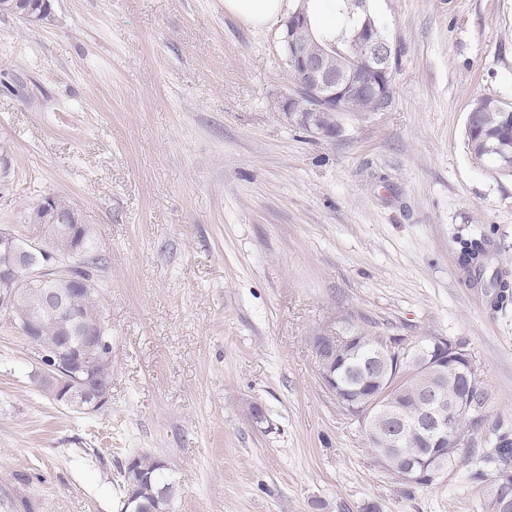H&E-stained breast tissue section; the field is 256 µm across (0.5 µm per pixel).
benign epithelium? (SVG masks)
Listing matches in <instances>:
<instances>
[{
	"mask_svg": "<svg viewBox=\"0 0 512 512\" xmlns=\"http://www.w3.org/2000/svg\"><path fill=\"white\" fill-rule=\"evenodd\" d=\"M353 40L361 50L351 56L339 47L318 43L308 24L306 12L298 9L288 16L283 31L282 43L285 61L295 75L297 91L283 97L278 110L290 114L307 125L316 137H333L336 130L328 129L324 116L335 112L351 115L359 111L358 103L370 99L375 111L388 112L394 102L392 89L393 61L395 51L380 26L373 18L366 17L355 28ZM54 212L52 197H42L32 212V222L41 226L52 222ZM83 257L82 251L71 254L69 260L47 254L42 248V238L35 237L22 244L9 228H0V314L14 323L28 342L35 346L38 338V317L15 315L21 290L33 281L49 283L64 273L72 276V270ZM70 288L48 289L45 310L48 314L69 311ZM87 342L98 348L101 355L112 356V341L106 336V326L88 332L80 329ZM358 337L342 328V333H324L312 337L317 358V372L328 385V391L336 394L332 383L336 382L333 364L326 359V349L353 350ZM398 356L402 365L396 381L413 376L411 366L445 373L444 365L462 368L465 394L454 400L437 386L422 390V413L413 421L402 420L399 414L387 405L386 392L370 386L374 379H366L350 399H338L342 406L354 410L362 427L375 439L384 436V446L389 447L403 437L424 435L441 446L448 441V417H463L475 420L485 413L484 383L480 369L469 351L444 336L429 337L420 341L410 336H390L376 343L369 351L371 371L385 372L390 368V359ZM48 362L41 363V375L46 383L60 392V404L86 413L100 411L108 402L112 389L102 393L93 391L82 377L88 363L69 346L44 353Z\"/></svg>",
	"mask_w": 512,
	"mask_h": 512,
	"instance_id": "benign-epithelium-1",
	"label": "benign epithelium"
}]
</instances>
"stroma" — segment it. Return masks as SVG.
I'll use <instances>...</instances> for the list:
<instances>
[{"instance_id": "1", "label": "stroma", "mask_w": 512, "mask_h": 512, "mask_svg": "<svg viewBox=\"0 0 512 512\" xmlns=\"http://www.w3.org/2000/svg\"><path fill=\"white\" fill-rule=\"evenodd\" d=\"M369 5L396 51L393 108L330 138L276 110L295 89L279 28L224 0L0 16V227L36 237L35 202L69 199L112 327V394L84 414L40 391L0 318V512H121L136 452L166 462L172 512H482L474 462L412 487L376 463L311 339L346 316L463 340L487 427L512 429V302L468 286L454 239L484 236L512 283V179L464 135L473 100L512 102V0Z\"/></svg>"}]
</instances>
